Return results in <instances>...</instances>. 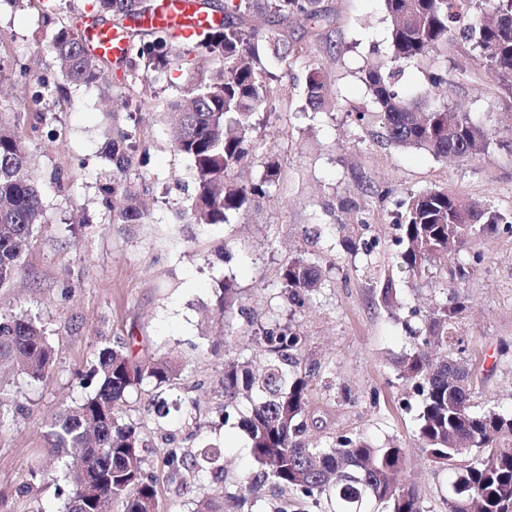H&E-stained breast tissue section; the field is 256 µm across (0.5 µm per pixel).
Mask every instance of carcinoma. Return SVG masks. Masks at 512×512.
I'll list each match as a JSON object with an SVG mask.
<instances>
[{
	"instance_id": "1",
	"label": "carcinoma",
	"mask_w": 512,
	"mask_h": 512,
	"mask_svg": "<svg viewBox=\"0 0 512 512\" xmlns=\"http://www.w3.org/2000/svg\"><path fill=\"white\" fill-rule=\"evenodd\" d=\"M320 0H226L223 21L185 40L167 28H140L128 24L153 11L140 0H91L89 17L107 16L125 33L128 52L116 64L123 78L109 80L111 61L88 49L74 27L56 16L46 3L42 22L49 30L48 49L59 64V81L44 82L31 94L33 111L46 115L51 105L67 97L71 86H112L113 96L138 111L152 110L145 91L137 89L139 77L149 72L182 69L195 61L198 78L181 90L171 111L178 114L172 126L175 150L193 163L194 189L180 212L187 224H224L229 216L249 210L259 198L269 196L278 183L280 169L266 165L262 180L248 185L231 178L256 155L253 116L271 104L274 92L267 81V65H288L308 57V46L288 39V30L322 19ZM390 21V56L386 63L365 69L362 80L375 109L351 113L358 128L377 125V137L403 150H422L436 158L469 160L485 151L487 130L468 113L446 104L404 96V67L425 60L451 34L469 42L477 62L503 76L512 92V0H494L487 17L471 13L474 0H383ZM270 14L276 21L258 29L245 20ZM218 58L224 69L209 77L202 74L207 61ZM331 94L321 68L308 65L306 108L324 112ZM149 149L137 128L112 122L105 156L112 174L99 187L102 202L112 210L114 224H145L148 212L141 202L147 187L129 177L135 163H145ZM393 223L400 230V268L423 277L431 263L460 251L468 238L481 230L512 235V216L446 188H429L393 203ZM42 216L37 178L15 126L0 116V288L19 274L23 257ZM468 276L462 266L451 270L448 303L436 305L419 324L405 323L415 347L396 361L400 377L421 397L417 432L431 461L452 474L445 498L446 512H512V411L473 410L471 367L462 356L457 333L467 311V298L459 291ZM287 302L305 305L321 285L320 266L298 256L279 271ZM381 302H399V288L391 275L376 282ZM237 288L224 282L215 307L224 315L233 306ZM257 341L268 355L259 370L249 365L224 366V418L236 413L237 426L250 440L256 465L243 487L252 492L271 479L283 491L315 501L324 500L327 512H423L419 490L400 487L405 453L397 446L379 448L360 436L340 435L322 448H310L304 439L308 427L313 370L298 369L294 353L303 338L276 321L260 328ZM457 349L460 356L437 363L427 348ZM0 360L16 365L33 381L47 377L53 350L44 329L28 314L0 315ZM180 368L167 360L135 364L124 346L106 348L98 355L91 377L93 393L76 407L57 413L48 424L52 451L65 453L77 471L92 470L100 496L88 499L74 481L65 494L62 512H104L118 500L123 512H144L143 502L157 500L147 472L137 427L119 416L128 394L149 380L157 388L170 387ZM243 394L250 407L237 412L235 401ZM224 449L202 443L190 461L173 451L165 463L177 473L184 465L199 473L223 478Z\"/></svg>"
}]
</instances>
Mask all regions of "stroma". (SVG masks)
<instances>
[{"mask_svg":"<svg viewBox=\"0 0 512 512\" xmlns=\"http://www.w3.org/2000/svg\"><path fill=\"white\" fill-rule=\"evenodd\" d=\"M328 15L321 29L330 49L314 47L311 27L294 30L310 44L308 60L275 68V107L255 116L254 163L239 169L240 182L257 181L266 159L281 178L270 197L225 224H182L183 187L192 181L191 160L170 143L168 104L177 98L186 71L148 74L141 85L154 112H136L133 123L150 146L136 167L149 188V221L116 224L100 203L98 186L111 173L103 153L111 123L99 88L72 89L67 102L36 124L14 73L27 69L30 84L53 79L58 65L38 6L0 0V105L15 115L38 176L43 219L12 287L0 288V312L37 316L54 350L52 371L39 382L0 367V512H59L63 497L59 462L50 453L47 424L60 409L81 403L94 390L88 376L100 350L127 345L137 362L167 357L183 370L175 385L158 392L143 383L120 411L136 424L154 460L169 451L188 453L208 441L224 449V480L189 470L175 475L153 469L159 512H194L200 490L234 494L253 471L250 441L224 418V365H259L265 353L255 332L275 320L305 336L296 353L315 367L306 438L326 445L343 434L374 444L394 443L406 452L407 480L417 484L424 512H446L448 474L439 470L417 439L419 395L399 375L395 361L413 348L402 328L410 314L427 315L446 302L442 263L412 279L397 267L391 202L445 186L512 213V92L480 66L468 43L452 38L431 53L427 65L404 69L403 86L426 94L428 68L447 71L438 100L461 108L491 133L488 149L467 161L440 160L423 151H401L351 123L352 112L371 107L364 70L386 60L389 24L382 0H320ZM327 75L332 106L318 114L304 109L307 62ZM365 186H358L357 177ZM350 199L369 208L368 224L339 209ZM371 254H364V247ZM482 262L468 278L469 310L458 325L471 360L476 409H512V235L473 236L458 263ZM303 256L322 271V286L302 308L287 306L277 271ZM473 264V263H472ZM395 276L401 305L385 306L377 278ZM232 281L239 300L226 317L213 311L219 288ZM165 395L177 407L157 419L153 405ZM325 512L324 506L265 484L238 512Z\"/></svg>","mask_w":512,"mask_h":512,"instance_id":"35a3bbf8","label":"stroma"}]
</instances>
